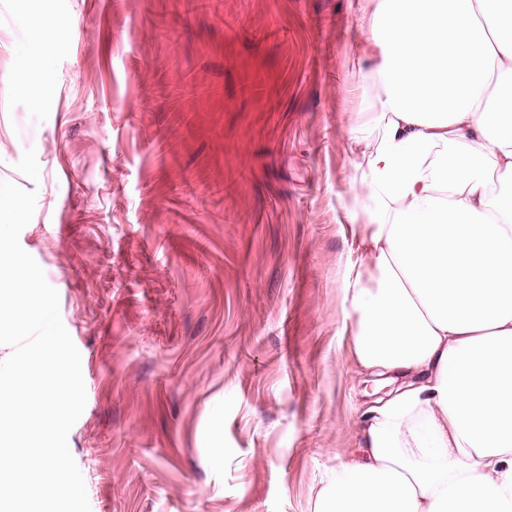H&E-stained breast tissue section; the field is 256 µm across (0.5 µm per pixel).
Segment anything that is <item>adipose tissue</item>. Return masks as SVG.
<instances>
[{
    "label": "adipose tissue",
    "instance_id": "1",
    "mask_svg": "<svg viewBox=\"0 0 512 512\" xmlns=\"http://www.w3.org/2000/svg\"><path fill=\"white\" fill-rule=\"evenodd\" d=\"M352 371L380 395L314 512H512V0H370ZM52 69L6 82L31 101Z\"/></svg>",
    "mask_w": 512,
    "mask_h": 512
}]
</instances>
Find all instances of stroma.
<instances>
[{
    "instance_id": "obj_1",
    "label": "stroma",
    "mask_w": 512,
    "mask_h": 512,
    "mask_svg": "<svg viewBox=\"0 0 512 512\" xmlns=\"http://www.w3.org/2000/svg\"><path fill=\"white\" fill-rule=\"evenodd\" d=\"M0 0V180L90 358L68 434L91 512H314L360 440L345 283L370 140L364 0ZM43 1L44 10L31 18L32 34L39 39H56L67 32L70 22L51 13L50 0ZM51 82L52 69L49 62L32 56L22 74L6 81V92L16 97L39 101L48 93Z\"/></svg>"
}]
</instances>
